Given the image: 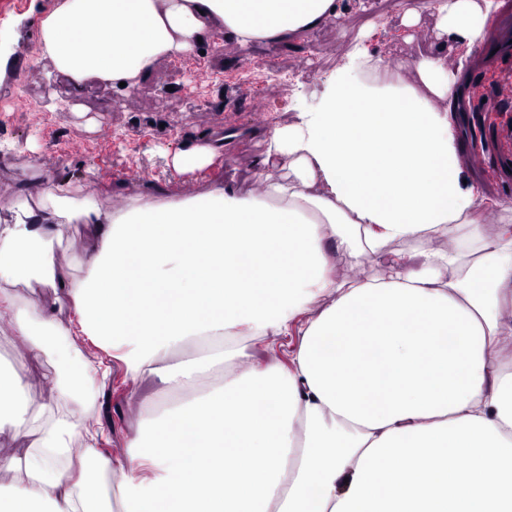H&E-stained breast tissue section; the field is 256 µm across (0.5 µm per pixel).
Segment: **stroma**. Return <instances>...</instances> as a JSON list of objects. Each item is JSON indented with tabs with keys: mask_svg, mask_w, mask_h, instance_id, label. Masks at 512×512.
I'll use <instances>...</instances> for the list:
<instances>
[{
	"mask_svg": "<svg viewBox=\"0 0 512 512\" xmlns=\"http://www.w3.org/2000/svg\"><path fill=\"white\" fill-rule=\"evenodd\" d=\"M394 2L344 0L340 19L287 47L226 42L216 51L161 61L128 93L87 86L81 117L66 105L69 88L50 79V62L37 54L36 24L54 0H0V195L34 204L44 188L66 178L76 194L112 210L160 189L201 195L231 180L241 191L255 190L253 164L265 149L261 130L319 111L324 83L363 29L372 28L364 43L384 68L412 80L414 60L435 44L437 17L423 12L413 39L405 40ZM472 59L456 117L462 178L501 197L498 172L512 166V52L490 58L477 46ZM223 128L242 134L225 145L221 161L186 174L167 166L165 155ZM15 362L34 404L57 400L65 369L56 351L31 352L6 320L0 364ZM88 398L112 458L126 453L138 426L168 401L150 381L120 396L96 388Z\"/></svg>",
	"mask_w": 512,
	"mask_h": 512,
	"instance_id": "1",
	"label": "stroma"
}]
</instances>
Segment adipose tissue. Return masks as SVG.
<instances>
[{
  "mask_svg": "<svg viewBox=\"0 0 512 512\" xmlns=\"http://www.w3.org/2000/svg\"><path fill=\"white\" fill-rule=\"evenodd\" d=\"M505 5L429 3L440 36L468 48ZM341 13L342 0H56L37 41L77 97L90 81L134 86L202 44L287 46ZM362 68L337 63L320 110L269 131L254 193L227 183L109 213L63 185L34 207L0 199L15 216L0 224V307L34 350L69 337L76 366L36 409L21 366L0 365V429L27 442L0 456L15 475L0 512H512V198L462 182L450 116L467 63L421 54L412 84L370 55ZM228 138L202 136L175 170L213 165ZM485 203L502 215L493 235ZM64 223L97 242L83 274L57 262ZM455 229L462 247L437 248ZM340 256L387 271L346 279ZM31 280L72 318L10 293ZM290 337L287 364L236 371ZM83 339L125 381L155 379L173 397L126 457L103 456L86 424L82 396L109 370Z\"/></svg>",
  "mask_w": 512,
  "mask_h": 512,
  "instance_id": "1",
  "label": "adipose tissue"
}]
</instances>
